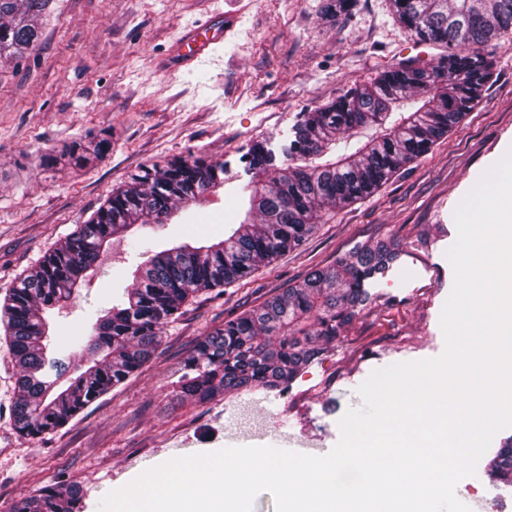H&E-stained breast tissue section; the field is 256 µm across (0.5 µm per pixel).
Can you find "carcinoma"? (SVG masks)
Wrapping results in <instances>:
<instances>
[{
    "instance_id": "1",
    "label": "carcinoma",
    "mask_w": 512,
    "mask_h": 512,
    "mask_svg": "<svg viewBox=\"0 0 512 512\" xmlns=\"http://www.w3.org/2000/svg\"><path fill=\"white\" fill-rule=\"evenodd\" d=\"M355 0H322L327 18L346 14ZM56 0H0V60L24 56L39 41ZM397 21L419 40L448 47L431 68L396 65L367 84L303 114L282 147L264 141L243 156L250 180L244 218L215 242L180 243L137 267L121 300L92 326L85 345L92 361L59 389L67 366L48 356V310L76 299L87 272L112 237L136 224H165L181 205L224 186V163L189 154L132 175L76 226L38 267L5 295V340L18 368L11 407L15 429L38 437L56 431L86 407L139 372L160 342L163 326L193 295L222 288L271 264L312 233L326 207L372 195L403 166L425 154L472 111L492 77L481 47L512 30V0H392ZM62 155L99 158L107 134L86 135ZM397 237L356 245L326 268L195 344L184 363L180 393L198 401L293 380L364 310L369 280L401 256ZM494 485L512 487V438L487 464ZM81 492L48 485L15 501L10 512H80Z\"/></svg>"
}]
</instances>
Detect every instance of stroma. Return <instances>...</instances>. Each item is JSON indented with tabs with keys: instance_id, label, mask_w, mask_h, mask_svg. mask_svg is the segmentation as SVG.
Listing matches in <instances>:
<instances>
[{
	"instance_id": "obj_1",
	"label": "stroma",
	"mask_w": 512,
	"mask_h": 512,
	"mask_svg": "<svg viewBox=\"0 0 512 512\" xmlns=\"http://www.w3.org/2000/svg\"><path fill=\"white\" fill-rule=\"evenodd\" d=\"M321 0H58L38 46L0 60V299L21 274L88 219L129 176L194 154L224 164V188L183 205L168 224L142 225L138 247L116 237L80 296L56 316L53 345L80 362L79 340L119 297L130 272L173 242L220 239L249 181L242 157L256 140L287 144L302 113L370 81L402 58L437 64L446 47L420 42L391 0H358L325 19ZM230 14L234 27L212 60L191 70L162 64L200 19ZM494 74L481 102L424 156L370 197L323 211L314 231L268 266L224 289L197 294L164 325L152 362L70 420L36 438L11 419L18 370L0 337V512L46 485L79 486L82 512L148 466L228 446L288 444L313 456L340 439L338 422L362 407L360 384L377 369L434 359L445 349L442 308L453 288L446 257L454 214L482 175L512 150V33L482 49ZM110 132L112 148L77 166L43 157ZM399 235V270L370 286L372 303L282 390L181 399L177 381L196 342L224 321L332 265L361 242ZM512 437L497 433L474 475L456 487L471 512H512V490L484 473Z\"/></svg>"
}]
</instances>
